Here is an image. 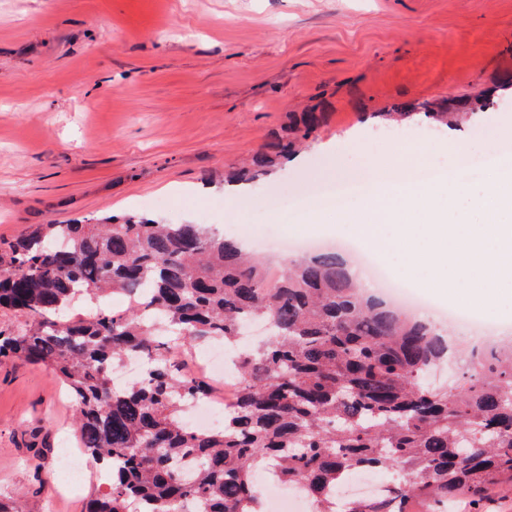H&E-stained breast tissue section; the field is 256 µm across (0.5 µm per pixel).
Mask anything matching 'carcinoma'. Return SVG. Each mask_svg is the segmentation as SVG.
Returning a JSON list of instances; mask_svg holds the SVG:
<instances>
[{"label": "carcinoma", "instance_id": "obj_1", "mask_svg": "<svg viewBox=\"0 0 512 512\" xmlns=\"http://www.w3.org/2000/svg\"><path fill=\"white\" fill-rule=\"evenodd\" d=\"M418 107L450 127L471 110L463 98ZM271 166L257 155L228 181ZM109 295L127 308L101 309ZM81 297L91 312L61 318ZM1 308L30 321L0 329V359L59 376L79 447L110 473L86 512H265L261 467L314 512H448L512 485V341L453 343L367 293L335 252L298 257L273 280L266 262L202 224L52 222L0 240ZM250 321L270 338L240 351L224 423L187 427L188 402L217 387L185 375L182 356L215 341L239 347ZM453 351L468 364L458 385H430ZM132 356L141 375L115 385L112 371ZM364 469L409 482L339 509L337 489Z\"/></svg>", "mask_w": 512, "mask_h": 512}]
</instances>
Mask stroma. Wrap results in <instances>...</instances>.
Returning <instances> with one entry per match:
<instances>
[{"label":"stroma","instance_id":"35a3bbf8","mask_svg":"<svg viewBox=\"0 0 512 512\" xmlns=\"http://www.w3.org/2000/svg\"><path fill=\"white\" fill-rule=\"evenodd\" d=\"M512 0H0V237L36 224L142 214L268 236L344 241L335 208L300 215L327 182L364 192L362 157L412 132L434 164L512 147ZM496 90L451 129L403 104ZM319 125L296 137L303 112ZM293 142L235 200L225 172ZM281 221L270 224L268 212ZM75 405L49 368L0 361V497L31 512H84L98 470L70 483Z\"/></svg>","mask_w":512,"mask_h":512}]
</instances>
